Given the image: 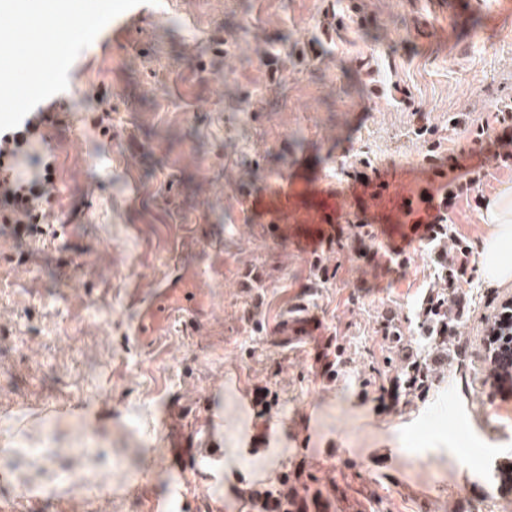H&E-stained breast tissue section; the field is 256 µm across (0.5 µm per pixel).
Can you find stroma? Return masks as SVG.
I'll return each mask as SVG.
<instances>
[{
    "label": "stroma",
    "instance_id": "obj_1",
    "mask_svg": "<svg viewBox=\"0 0 512 512\" xmlns=\"http://www.w3.org/2000/svg\"><path fill=\"white\" fill-rule=\"evenodd\" d=\"M479 0H70L101 22L135 27L95 42L51 38V74L10 76L28 102L52 91L68 106L55 132L47 235L17 241L0 224V506L9 512H152L177 493L178 512H247L234 489L274 485L296 454L311 462L330 512H512V399L487 382L483 319L512 298L476 268L484 200L512 185V124L472 141L512 98V30ZM372 67L360 69V59ZM112 101V136L81 121L90 95ZM436 131L437 162L413 134ZM374 160L408 168L406 195L442 198L435 163L456 157L464 190L448 209L469 243L470 277L455 353L431 354L425 397L380 407L391 372L370 375L402 319L420 354L415 314L432 280L409 215L379 211L378 242L395 262L356 255L308 295L313 253L271 239L245 217L248 197L280 177L325 176ZM200 271L199 332L170 322L151 344L135 333L141 307L172 263ZM265 275L261 288L248 275ZM317 330L285 338L292 306ZM335 337L348 364L320 374L316 341ZM196 435L200 416L222 429L197 467L167 468L165 410Z\"/></svg>",
    "mask_w": 512,
    "mask_h": 512
}]
</instances>
